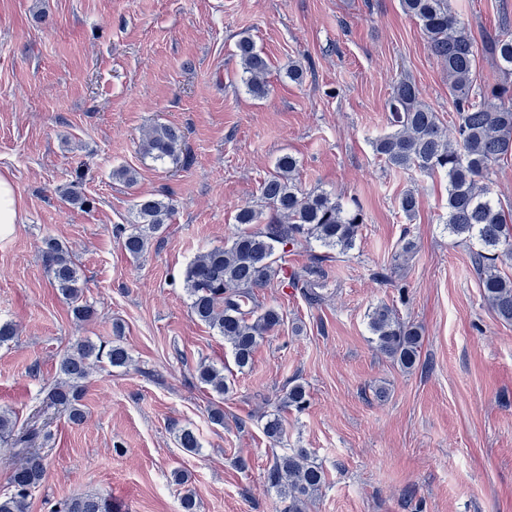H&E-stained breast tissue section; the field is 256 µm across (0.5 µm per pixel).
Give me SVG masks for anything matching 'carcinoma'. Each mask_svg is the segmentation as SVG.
Returning <instances> with one entry per match:
<instances>
[{
	"label": "carcinoma",
	"mask_w": 512,
	"mask_h": 512,
	"mask_svg": "<svg viewBox=\"0 0 512 512\" xmlns=\"http://www.w3.org/2000/svg\"><path fill=\"white\" fill-rule=\"evenodd\" d=\"M403 11L414 18L427 38L431 53L448 71V93L458 117L454 137L448 136L438 114L424 105L415 85L405 79L395 83L389 100L392 131L372 142L374 154L391 169L416 171L448 179V233L464 242H474V262L483 295L497 317L512 324V278L501 274L499 265L512 261V210L493 197L491 175L495 166L512 158V34L485 36L482 50L498 63V72L484 75L475 41L463 21L448 8V0H401ZM235 55L243 70L242 82L255 97L266 92L267 61L248 35L236 42ZM140 152L160 163L177 165L183 158V133L172 124H156L142 138ZM299 161L281 155L274 170L261 183L256 204L239 209V231L223 246L197 255L187 266L184 288L191 299V312L231 347L238 369L249 366L266 334L284 321L283 312L259 300L258 290L268 287L283 271L279 261L288 247L317 242L320 247L347 253L355 246L364 224L362 208H346L325 191H306L296 178ZM173 212L171 201L156 197L135 203L136 223L116 229L126 253L137 259L148 249ZM46 273L78 320L91 318L95 310L83 301L81 273L69 249L47 237L40 249ZM319 274L306 269L305 296L312 303L323 300ZM376 349L412 369L421 348V329L401 320L385 303L368 314ZM123 367L130 361L127 349L78 340L61 355L60 378L49 390L52 404L69 412L71 423L85 419L82 408L83 380L93 363ZM197 380L219 397L229 385L224 370L201 363ZM304 385L288 388L282 407L303 409L307 404ZM264 434L273 441L286 435L283 420L266 421ZM48 434L24 426L10 410H0V442L20 462L13 466L8 487L0 492V512H28L33 491L47 478V455L36 448ZM324 470L304 448L277 455L266 471V487L288 501V512H305V506L322 488ZM53 512H112V503L98 496H77L58 502Z\"/></svg>",
	"instance_id": "obj_1"
}]
</instances>
